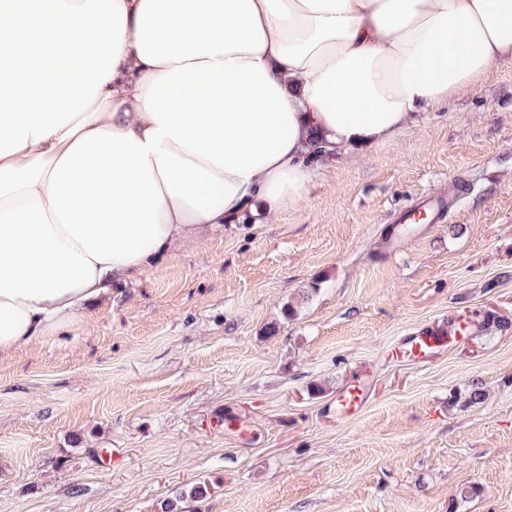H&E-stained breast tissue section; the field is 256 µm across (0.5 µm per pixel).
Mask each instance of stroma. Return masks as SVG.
Wrapping results in <instances>:
<instances>
[{"mask_svg": "<svg viewBox=\"0 0 512 512\" xmlns=\"http://www.w3.org/2000/svg\"><path fill=\"white\" fill-rule=\"evenodd\" d=\"M457 178L442 223L389 235ZM452 322L469 330L447 350L404 355ZM353 386L363 411L337 417ZM176 497L183 512H512L511 61L318 169L298 206L186 241L0 357V512Z\"/></svg>", "mask_w": 512, "mask_h": 512, "instance_id": "stroma-1", "label": "stroma"}]
</instances>
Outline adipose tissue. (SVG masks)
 <instances>
[{
  "instance_id": "adipose-tissue-1",
  "label": "adipose tissue",
  "mask_w": 512,
  "mask_h": 512,
  "mask_svg": "<svg viewBox=\"0 0 512 512\" xmlns=\"http://www.w3.org/2000/svg\"><path fill=\"white\" fill-rule=\"evenodd\" d=\"M504 61L512 0H0V353Z\"/></svg>"
}]
</instances>
